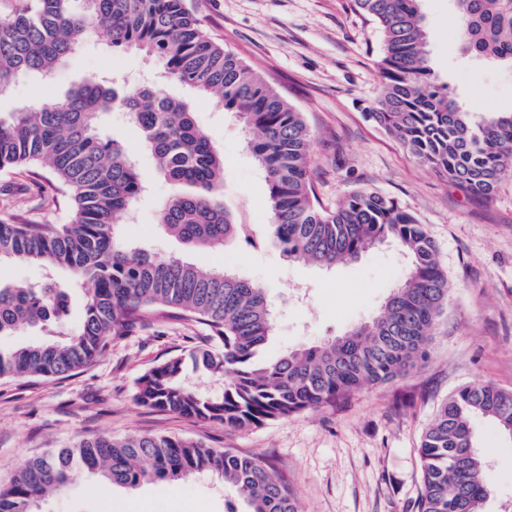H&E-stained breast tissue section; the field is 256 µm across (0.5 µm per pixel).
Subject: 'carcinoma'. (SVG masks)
Returning <instances> with one entry per match:
<instances>
[{
    "label": "carcinoma",
    "mask_w": 512,
    "mask_h": 512,
    "mask_svg": "<svg viewBox=\"0 0 512 512\" xmlns=\"http://www.w3.org/2000/svg\"><path fill=\"white\" fill-rule=\"evenodd\" d=\"M0 17V93L17 79L47 77L105 31L114 50L163 63L169 80L233 114L252 137L246 147L268 184V226L288 257L324 267L352 261L391 242L407 257V277L372 321L276 360L262 352L274 335L264 291L233 271L201 269L175 256L139 250L115 224L145 191L128 149L100 133V118L123 109L141 132L156 171L189 188L169 200L159 224L191 249L224 248L245 224L224 205V156L197 126L193 104L159 86L116 88L92 75L63 96L39 98L0 117V170H50L72 193L66 224L0 220V262H38L43 280H0V338L26 328L53 336L0 349V377L74 374L105 356L111 340L152 321L200 323L210 344L191 351L193 367L224 376L207 396L183 381L184 359L171 358L139 378L138 405L243 429L318 410L366 385L404 375L425 354L448 294L434 242L393 199L357 191L323 208L310 181L311 136L302 113L235 54L208 38L185 0H20ZM463 50L512 65V0H455ZM380 30L382 93L370 116L417 160L489 200L512 170V112L473 124L438 82L426 51L421 0H353ZM67 268L72 285L52 271ZM88 286L76 329L61 332L71 287ZM64 339L57 340V337ZM489 418L512 438V391L492 383L465 386L446 400L416 448L422 486L416 512H483L490 478L473 434ZM208 472L236 487L246 512H301L297 497L259 458L168 436L78 439L27 462L0 486V512H41L40 500L83 474L136 487L150 479Z\"/></svg>",
    "instance_id": "cac0c4a2"
}]
</instances>
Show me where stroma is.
<instances>
[{
  "instance_id": "35a3bbf8",
  "label": "stroma",
  "mask_w": 512,
  "mask_h": 512,
  "mask_svg": "<svg viewBox=\"0 0 512 512\" xmlns=\"http://www.w3.org/2000/svg\"><path fill=\"white\" fill-rule=\"evenodd\" d=\"M203 31L238 56L303 112L311 132L312 185L320 203L375 191L395 199L423 224L448 274V297L434 322L424 361L392 381L369 385L336 404L258 427L232 429L138 405V379L169 358L208 344L205 326L166 319L114 340L108 354L71 376L0 377V481L28 460L99 435H164L227 448L264 460L295 490L301 512H415L421 488L416 450L440 405L465 385L488 382L512 391V174L492 200L470 198L420 163L369 115L382 88L376 62L381 38L352 0H187ZM430 64L453 97L476 116L512 111V68L463 54L454 0H422ZM112 74L134 85L167 81L156 61L106 52L97 42L71 57L49 86L63 94L91 75ZM197 124L224 153L226 207L251 223L258 247L191 252L159 224L164 203L181 191L154 170L128 113L101 118L103 133L134 152L147 178L118 234L150 251L205 267H231L262 288L276 315L265 356L338 336L371 320L407 276L396 246L377 245L356 260L324 268L294 261L266 225L268 187L245 149L232 115L207 100ZM0 214L37 223L67 222L69 204L48 174L34 179L0 171ZM476 446L490 474L485 512H512V438L489 420L474 421ZM236 489L202 474L106 489L85 475L50 493L46 512H225Z\"/></svg>"
}]
</instances>
